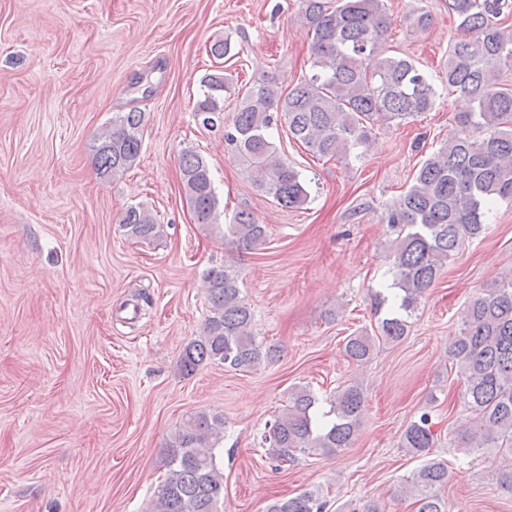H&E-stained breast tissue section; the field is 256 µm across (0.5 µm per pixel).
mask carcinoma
<instances>
[{"instance_id": "1", "label": "carcinoma", "mask_w": 512, "mask_h": 512, "mask_svg": "<svg viewBox=\"0 0 512 512\" xmlns=\"http://www.w3.org/2000/svg\"><path fill=\"white\" fill-rule=\"evenodd\" d=\"M460 38L450 44L442 82L466 98L470 110L456 117L468 130L451 135L415 175L414 183L387 209L396 233L390 258L396 303L372 330L346 338V356L369 362L382 344H398L409 334L421 299L440 277L448 259L486 230L483 218L493 203L512 198V88L500 73L512 69V13L509 0H447ZM300 21L313 35L312 74L288 93L263 79L238 100L224 122V94L232 92L222 70L205 74L202 97L194 108L204 127L224 125V141L251 184L284 209H300L309 193L299 172L272 141L271 130L287 121L292 137L320 158L346 157L371 137V122L404 125L430 111L438 91L428 74L407 56L389 55L381 45L392 21L383 0H301ZM144 113L136 108L112 118L92 146L94 167L111 179L135 166L142 148ZM180 177L194 221L222 235L236 248L251 251L266 243L263 224L245 210L220 222V200L207 160L195 151L180 158ZM119 227L130 239L159 235L154 215L128 207ZM209 299L202 334L184 349L181 367L192 374L210 365L251 372L278 356L277 347L258 343L251 331L253 311L241 296L240 271L233 266L206 270ZM449 353L463 380V400L475 424L461 434L468 453L495 452L501 458V484L512 493V280L479 292L467 303L462 327ZM362 386L352 382L328 399L307 386L289 397L288 406L261 434L277 466L298 455L331 457L356 438L363 416ZM224 416L203 410L186 415L166 443L165 479L148 512H221L224 468ZM435 445L431 416L422 413L406 428L401 447L423 464L402 489L415 512H447L438 490L448 483V466L429 458ZM327 502L312 490L273 501L267 512H326Z\"/></svg>"}]
</instances>
